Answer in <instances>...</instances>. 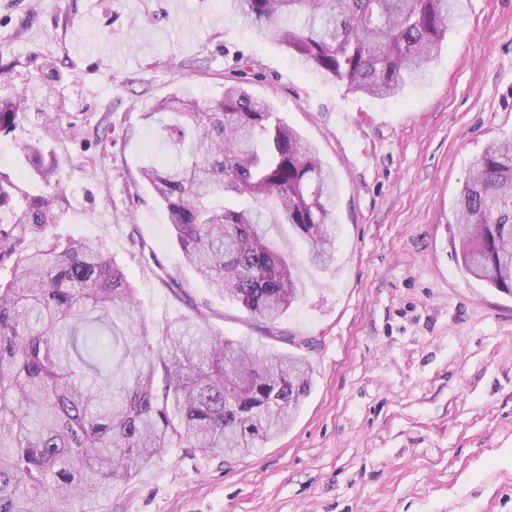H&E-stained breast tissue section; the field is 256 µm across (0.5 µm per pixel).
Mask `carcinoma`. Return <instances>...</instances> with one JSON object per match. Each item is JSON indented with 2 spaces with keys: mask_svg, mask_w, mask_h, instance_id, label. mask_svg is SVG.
<instances>
[{
  "mask_svg": "<svg viewBox=\"0 0 512 512\" xmlns=\"http://www.w3.org/2000/svg\"><path fill=\"white\" fill-rule=\"evenodd\" d=\"M324 80L386 99L424 76L464 0H234ZM26 94L0 95V133L18 130ZM134 138L160 124L174 149L139 168L165 209L182 258L214 294L239 304L270 338L303 294L288 255L267 237V210L291 225L307 258L335 261L336 174L271 105L239 85L201 99L184 87L141 113ZM29 165L55 192L13 205L0 179V512H108L112 488L187 444L250 453L274 439L312 386L303 355L224 338L200 310L160 329L157 344L136 289L100 246L81 239L29 252L27 235L56 219L57 165L26 143ZM244 197L246 205L232 199ZM460 269L512 294V138L471 162L452 204Z\"/></svg>",
  "mask_w": 512,
  "mask_h": 512,
  "instance_id": "cac0c4a2",
  "label": "carcinoma"
}]
</instances>
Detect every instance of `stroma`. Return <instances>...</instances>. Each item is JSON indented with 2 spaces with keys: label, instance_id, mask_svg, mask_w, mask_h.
I'll return each mask as SVG.
<instances>
[{
  "label": "stroma",
  "instance_id": "stroma-1",
  "mask_svg": "<svg viewBox=\"0 0 512 512\" xmlns=\"http://www.w3.org/2000/svg\"><path fill=\"white\" fill-rule=\"evenodd\" d=\"M0 65L1 88L50 87L0 135V179L22 194L48 191L23 142L58 163L63 200L28 249L100 239L153 329L199 309L269 343L184 264L139 177L153 149L125 137L140 112L242 83L338 181L329 269L290 225L268 227L304 288L277 328L315 341L296 417L253 455L173 449L113 488L110 512H512V295L461 271L450 226L470 160L512 137V0H467L425 79L388 99L318 78L234 0H0Z\"/></svg>",
  "mask_w": 512,
  "mask_h": 512
}]
</instances>
